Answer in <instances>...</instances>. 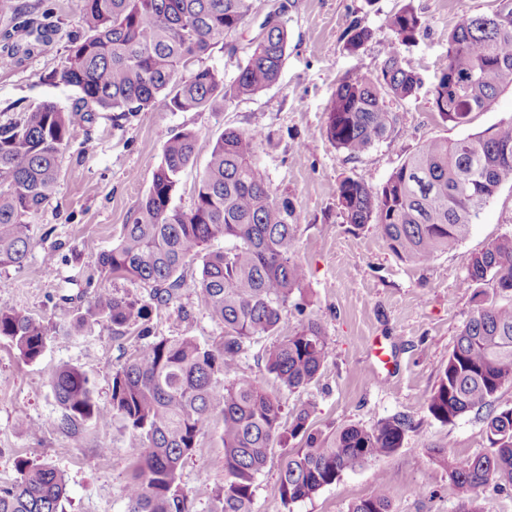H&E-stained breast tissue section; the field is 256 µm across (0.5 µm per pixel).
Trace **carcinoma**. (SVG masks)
<instances>
[{"mask_svg":"<svg viewBox=\"0 0 512 512\" xmlns=\"http://www.w3.org/2000/svg\"><path fill=\"white\" fill-rule=\"evenodd\" d=\"M258 20L255 0H85L80 19L85 37L67 50L61 79L78 89L69 110L44 102L24 118L0 123V267H21L34 245L33 219L48 204L59 156L98 111L126 117L164 108L209 110L262 92L279 79L288 48L280 21ZM257 34L246 45L240 35L252 23ZM391 39L374 77L348 75L339 83L326 125L327 138L351 159L367 153L397 130L398 116L385 102L413 97L418 73L403 64L402 49L416 43L424 25L410 5L387 21ZM349 51L369 39L366 28L347 32ZM246 53L230 82L207 60L216 47ZM512 88V0L493 15L464 14L448 36V62L432 89L434 111L456 126ZM259 131H224L213 144L192 208L172 206L184 169L194 158L196 135L179 132L164 145L152 185L133 222L100 255L112 278H130L167 305L187 287L184 270L199 264L192 288L201 307L224 325V341L213 350L189 336L149 340L151 306L115 293H101L78 312L74 327L107 324L137 327L147 342L112 377V403L99 406L94 382L80 369L59 366L51 384L64 409L57 426L74 430L87 421L117 420L140 449L125 487L126 512H192L178 482L185 457L198 447L205 422H222L224 486L210 512H251L256 480L277 444L294 443L282 455L279 494L284 504L302 501L336 482L346 471L387 457L402 447L410 422L393 417L367 430L355 425L315 433L311 412L299 409L283 422L277 393L256 378L233 372L257 336L277 334L302 288L306 271L294 257L296 210L273 195L257 161ZM512 185V118L484 131L448 141L424 142L375 190L346 177L336 190L343 219L373 224L398 257L426 262L462 243L480 210L504 185ZM230 246L210 251L217 239ZM462 287L476 309L459 332L428 411L452 424L461 415L484 413L489 450L475 456L429 448L432 462L448 473L460 494V512H481L479 491L494 484L512 488V407H494L512 384V233L470 256ZM301 315L297 326L266 352L265 370L278 389L294 392L313 383L329 356L320 322ZM44 321L0 306V339L26 363L44 353ZM19 477L0 485V512H63V475L48 464L18 463ZM348 512H390L388 489L379 482Z\"/></svg>","mask_w":512,"mask_h":512,"instance_id":"cac0c4a2","label":"carcinoma"}]
</instances>
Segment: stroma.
<instances>
[{
    "label": "stroma",
    "mask_w": 512,
    "mask_h": 512,
    "mask_svg": "<svg viewBox=\"0 0 512 512\" xmlns=\"http://www.w3.org/2000/svg\"><path fill=\"white\" fill-rule=\"evenodd\" d=\"M35 18L51 25L47 43L28 56L0 66V122L20 117L43 102L70 109L77 90L54 78L72 40L82 36L84 0H24ZM413 4L425 27L404 50L421 77L415 96L389 100L399 116L396 132L360 158L350 160L326 136L327 113L340 81L348 75L375 76L391 38L386 19ZM281 20L288 54L278 82L259 94L225 104L223 111L170 112L156 109L114 123L97 113L86 134L62 153L54 193L33 221L34 247L23 267L0 268V300L43 319L47 346L36 362H23L0 340V485L18 476L19 460L48 464L67 483L64 512H126L123 490L139 455L119 422H86L77 431L56 427L63 414L51 386L53 371L69 364L95 383L99 406L111 404L112 376L141 346L136 328L112 330L90 325L77 335L69 326L78 310L98 293L110 291L139 302L149 294L132 279L101 270L99 256L111 249L121 225L130 223L148 192L162 149L174 134L197 135L192 163L182 172L173 206L189 210L195 187L216 139L227 129L262 130L257 154L273 194L297 209L294 255L306 270L304 314L321 322L329 357L317 380L296 392L280 391L285 415L306 407L313 430L327 434L352 424L365 429L393 417L412 422L394 454L344 473L311 498L283 504L274 449L256 481L253 512H348L351 503L385 482L390 512H458L460 497L447 474L426 451L443 448L474 456L489 448L485 425L475 413L453 424L435 420L427 409L439 372L475 304L460 283L468 258L503 233L512 232V186H502L475 220L469 237L455 249L425 263L405 261L388 248L374 225L347 224L336 187L350 177L380 187L423 142L454 140L512 117V89H506L470 124L443 121L430 103L431 89L448 56V35L461 14H489L499 0H286ZM367 28L370 39L355 53L345 45L350 23ZM151 336H190L218 346L224 327L199 304L193 289L153 307ZM388 339L399 367L388 381L370 377L373 338ZM41 424L30 433L27 423ZM222 424L210 419L195 453L180 470V485L194 512H210L224 484L220 461Z\"/></svg>",
    "instance_id": "1"
}]
</instances>
